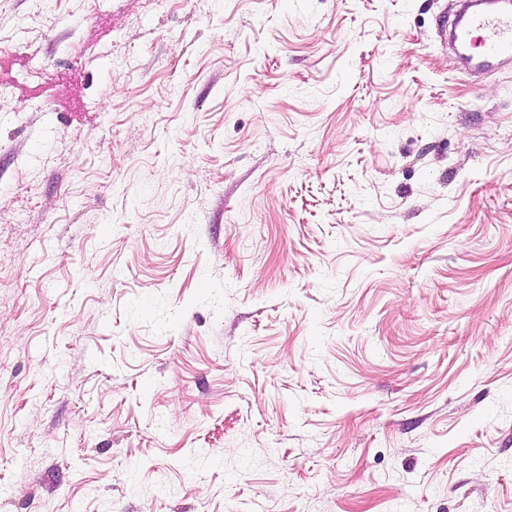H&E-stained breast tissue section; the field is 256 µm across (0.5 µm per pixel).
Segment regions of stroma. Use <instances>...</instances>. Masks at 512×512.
I'll list each match as a JSON object with an SVG mask.
<instances>
[{"instance_id":"1","label":"stroma","mask_w":512,"mask_h":512,"mask_svg":"<svg viewBox=\"0 0 512 512\" xmlns=\"http://www.w3.org/2000/svg\"><path fill=\"white\" fill-rule=\"evenodd\" d=\"M449 0H0V512H512V63ZM453 27L455 41L459 40L468 54L456 56L469 68L484 71L512 58V4L473 9L466 6L456 13ZM475 47L480 48L479 52L471 51Z\"/></svg>"}]
</instances>
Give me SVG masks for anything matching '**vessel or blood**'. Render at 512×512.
<instances>
[{
  "mask_svg": "<svg viewBox=\"0 0 512 512\" xmlns=\"http://www.w3.org/2000/svg\"><path fill=\"white\" fill-rule=\"evenodd\" d=\"M454 28L469 68L484 71L512 58V5L490 8H465L454 18L440 16L439 30Z\"/></svg>",
  "mask_w": 512,
  "mask_h": 512,
  "instance_id": "1",
  "label": "vessel or blood"
}]
</instances>
